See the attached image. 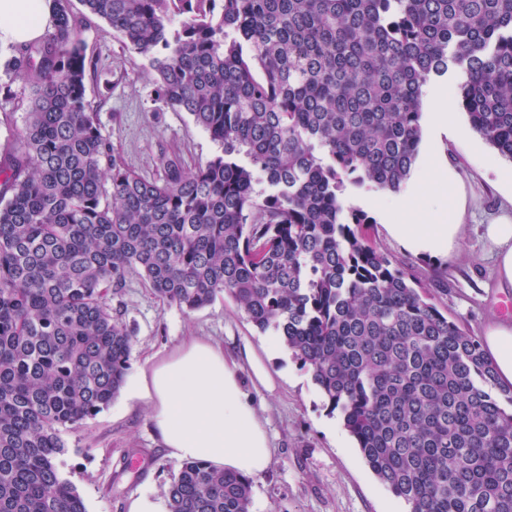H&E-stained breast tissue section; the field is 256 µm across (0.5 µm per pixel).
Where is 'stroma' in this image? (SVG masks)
Listing matches in <instances>:
<instances>
[{
    "mask_svg": "<svg viewBox=\"0 0 512 512\" xmlns=\"http://www.w3.org/2000/svg\"><path fill=\"white\" fill-rule=\"evenodd\" d=\"M78 17L87 55L98 58V76L87 79L86 96L99 112L104 135L126 164L140 175L158 176L161 153L177 154L185 166L206 161L218 146L185 112L157 101L144 60L122 48L104 21L85 13L80 0H70ZM15 46L0 47V86L12 97L0 99V151L12 147L24 120L21 101L28 89L5 68ZM455 129L436 126L424 110L418 159L402 194L347 187L345 206L356 208L372 224L368 235L401 268L412 273L434 295L439 309L476 336H484L493 320H512V286L500 287L494 258L481 238V226L503 213L512 214V186L501 173L512 162L501 157L470 127L457 110ZM451 175L464 235L448 255H417L388 236L383 214H395L400 195L421 207L434 208L425 191L431 177L428 160ZM124 321L135 331L129 380H136L147 357L170 350L188 336H206L234 349L242 339L271 348L267 365L274 391L252 390L262 406L275 448L269 468L252 480V512H408L371 472L339 413L330 411L312 379L274 336L259 332L232 299L186 311L157 300L139 277H130L121 296ZM66 453L60 467L82 496L87 512H126L131 496H165L179 464L160 448L145 405L126 394L94 418L64 434Z\"/></svg>",
    "mask_w": 512,
    "mask_h": 512,
    "instance_id": "stroma-1",
    "label": "stroma"
}]
</instances>
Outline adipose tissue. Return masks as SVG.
Returning a JSON list of instances; mask_svg holds the SVG:
<instances>
[{
	"instance_id": "obj_1",
	"label": "adipose tissue",
	"mask_w": 512,
	"mask_h": 512,
	"mask_svg": "<svg viewBox=\"0 0 512 512\" xmlns=\"http://www.w3.org/2000/svg\"><path fill=\"white\" fill-rule=\"evenodd\" d=\"M53 24V0H0V45L34 42ZM429 189L445 201L444 217L407 198L386 230L412 253L442 255L453 249L462 226L450 182L433 180ZM482 237L495 257L499 280L512 285V216L483 225ZM483 347L500 380L512 384V323L490 325ZM246 373L273 389L274 379L251 341H242L228 355L221 345L193 336L142 368L133 396L147 405L153 430L169 457L202 461L251 478L268 468L273 449L258 408L242 388Z\"/></svg>"
}]
</instances>
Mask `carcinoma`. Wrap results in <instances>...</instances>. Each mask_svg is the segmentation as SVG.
<instances>
[{
	"instance_id": "cac0c4a2",
	"label": "carcinoma",
	"mask_w": 512,
	"mask_h": 512,
	"mask_svg": "<svg viewBox=\"0 0 512 512\" xmlns=\"http://www.w3.org/2000/svg\"><path fill=\"white\" fill-rule=\"evenodd\" d=\"M54 2L8 61L29 93L0 155V512H86L62 434L125 385L134 330L108 296L132 274L188 310L228 296L277 336L409 512H512V385L342 201L402 189L424 87L451 67L512 161V0H81L218 144L153 179L102 133L98 61ZM167 500L251 512L252 482L186 461Z\"/></svg>"
}]
</instances>
